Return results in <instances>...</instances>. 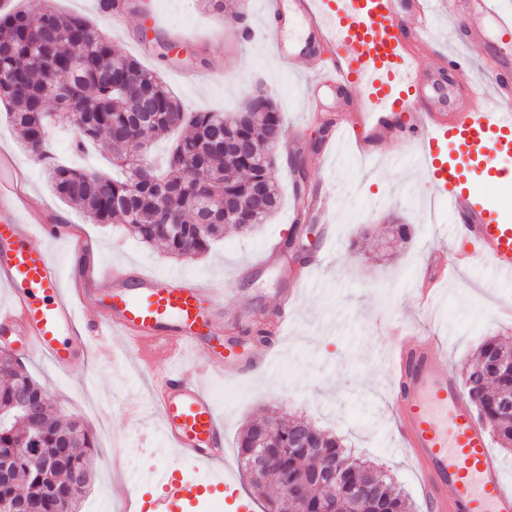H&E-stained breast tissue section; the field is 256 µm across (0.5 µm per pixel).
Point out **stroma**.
<instances>
[{"label":"stroma","instance_id":"1","mask_svg":"<svg viewBox=\"0 0 512 512\" xmlns=\"http://www.w3.org/2000/svg\"><path fill=\"white\" fill-rule=\"evenodd\" d=\"M62 12L84 17L108 35L125 53L154 71L191 112L237 111L246 97L264 90L273 97L285 129L278 160L271 171L282 205L265 224L249 233L226 230L205 254L190 260L169 256L140 242L124 224H93L50 189L41 163L25 150L14 127L0 114V148L12 152L27 170L31 194L45 211L78 225L93 241L102 262L130 272L177 269L193 280L213 284L222 293L217 305L225 315L219 324L225 340L250 347L256 327L272 328L281 299L293 287L285 268H297L318 251H325L316 288L297 295L294 320L282 336L275 368L237 380H215L211 388L226 427V470L245 492L253 487L238 455L237 440L252 420L276 411L301 417L335 435L354 455L388 470L409 497L415 512H425L416 477L398 449L393 418L386 405L390 374L382 360L389 343L377 335L374 323L388 315L408 325L422 323L413 297L420 278L433 274L431 247L447 245L452 219L446 205L428 212L432 192L427 180L401 168L379 167L377 159H358L354 148L336 152L325 143L321 121L306 116V86L313 75V58L287 62L278 57L261 34L263 0H248L244 22L255 36L242 43L238 24H225L203 0H141V10L127 13L125 24L110 27L97 0H54ZM496 32L482 22L480 35L466 24L438 22L428 47L418 49L419 67L434 75L437 93L428 105L436 112L491 110L496 78L493 56ZM462 57L459 70L439 68L438 58ZM47 152L73 166L109 170L105 143L75 153L71 133L51 132ZM300 156L308 170L299 179L290 160ZM334 197L330 217L335 238L322 245L318 225H292L296 188ZM406 224V242H386L387 227ZM434 326L447 345L448 356L468 368L479 344L493 336H512V281L501 282L488 271L465 269L442 288ZM111 341H95L90 366L73 374L54 372L39 356L22 359L28 371L51 394L52 412L83 423L94 435L90 461L91 487L86 504L104 512H120L113 493L114 471L126 474L141 493L156 492L154 467L142 462L128 470L130 446L164 447L158 414L150 402L151 380L125 356L113 357ZM135 398L139 415L123 405Z\"/></svg>","mask_w":512,"mask_h":512}]
</instances>
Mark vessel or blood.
Returning a JSON list of instances; mask_svg holds the SVG:
<instances>
[{
	"label": "vessel or blood",
	"instance_id": "b4317fda",
	"mask_svg": "<svg viewBox=\"0 0 512 512\" xmlns=\"http://www.w3.org/2000/svg\"><path fill=\"white\" fill-rule=\"evenodd\" d=\"M493 21L503 45H512V7L505 0H265L263 33L279 57L294 60L295 45L282 37L300 19L312 43L336 47V59L317 69L310 95L327 89L352 103L355 148L374 157L380 144L398 138L405 154L387 164L414 161L449 212L458 217L448 246V272L482 268L512 277V220L483 202L466 177L479 168L488 184L512 183V88L498 83L497 109L432 112L423 95V76L414 46L426 45L440 15L456 19L460 9ZM28 206L13 159L0 153V348L20 344L43 356L53 369L82 367L90 342L79 328L94 318L98 329L116 335L121 354L134 357L153 376L151 402L171 447L186 452L194 465L209 469L206 480L191 482L179 465H166L167 477L155 494L129 496L124 512H203L222 499L225 512H254L232 474L219 468L224 458V424L199 374L174 370L185 349H193L201 371L235 377L265 369L269 349L239 352L235 346L214 353L202 340L218 333L216 288L171 270L129 277L120 267L89 268L77 284H64L44 246L48 240L80 245L62 224L25 217ZM331 200L302 198L297 218H326ZM394 340L388 354L393 382L388 397L398 415L401 451L413 463L427 512H512V482L494 454L488 432L476 417L459 374L448 361L438 332L417 333L383 320Z\"/></svg>",
	"mask_w": 512,
	"mask_h": 512
}]
</instances>
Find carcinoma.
<instances>
[{
  "mask_svg": "<svg viewBox=\"0 0 512 512\" xmlns=\"http://www.w3.org/2000/svg\"><path fill=\"white\" fill-rule=\"evenodd\" d=\"M259 116L241 117L230 128L218 112H186L161 78L137 59L122 54L112 39L79 15L46 4L38 12H0V102L9 122L20 130L26 151L46 165L52 191L95 224H127L143 243L167 254L192 259L224 237V227L250 232L271 217L281 197L270 177L276 156L268 143L282 138L280 115L272 98L262 94ZM55 121L75 129L74 148L81 150L105 137L118 176L58 164L46 152ZM180 135L158 165L145 160L153 143L175 130ZM245 140L248 151L224 150V136ZM236 201L239 213H224V198ZM182 225L170 235L165 224ZM467 387L480 421L512 454V338L492 337L477 350ZM19 394L40 408L32 422L14 415ZM50 394L14 356L0 353V449L19 448L13 482L31 494L67 481L73 470H87L95 448L93 435L78 421L66 424L48 413ZM275 449L261 490L299 481L308 512H413L406 494L382 469L353 457L342 442L296 418L268 416L250 423L238 440L243 462L251 445ZM76 451L65 457L61 448ZM55 460L44 472L32 454ZM342 471L331 491L324 471Z\"/></svg>",
  "mask_w": 512,
  "mask_h": 512,
  "instance_id": "obj_1",
  "label": "carcinoma"
}]
</instances>
